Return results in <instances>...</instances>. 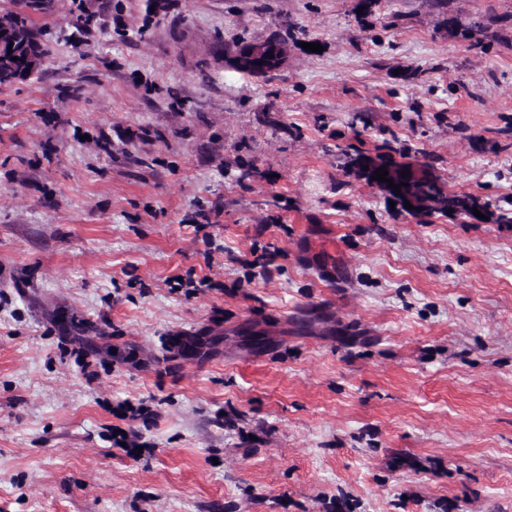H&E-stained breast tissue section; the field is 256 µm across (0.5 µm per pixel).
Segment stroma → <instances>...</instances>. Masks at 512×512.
<instances>
[{
  "mask_svg": "<svg viewBox=\"0 0 512 512\" xmlns=\"http://www.w3.org/2000/svg\"><path fill=\"white\" fill-rule=\"evenodd\" d=\"M1 12L46 54L0 85V512H512V224L354 163L512 200V0ZM269 51H273V55H269ZM286 56L287 44L283 42H243L234 57V66L247 74L263 76L280 68ZM386 165L395 166L398 168L406 169L411 172V179L413 185L424 195L427 196V198H431L433 201H436L441 204L446 205V209H450L452 211L457 212L460 215H467L468 212L473 210L474 207H479L481 209L485 208V210H488V208L491 206V203L488 201H482L481 198L475 197L472 195L467 194H449L443 195L441 194V199L436 200L432 196V192H439V189L436 185V180H433V175L425 170L422 171H415L412 170V167L407 164H400L395 162L392 158H373L370 156H367L365 159L361 160L357 163V167L362 171V173L366 175H374V172L381 168L383 166L381 160ZM367 167V171H363V168ZM367 180L370 182L369 178L366 176ZM381 188L387 192L390 195L397 196L400 201L405 205V201H408L412 206H414L413 210H416L417 208H421L422 206L428 204L432 206H440V204L424 200L421 195H418L415 190L409 186V187H401V190L399 193H395L393 188L388 187L389 182H381ZM482 201V202H481ZM481 209H478L481 211Z\"/></svg>",
  "mask_w": 512,
  "mask_h": 512,
  "instance_id": "stroma-1",
  "label": "stroma"
}]
</instances>
